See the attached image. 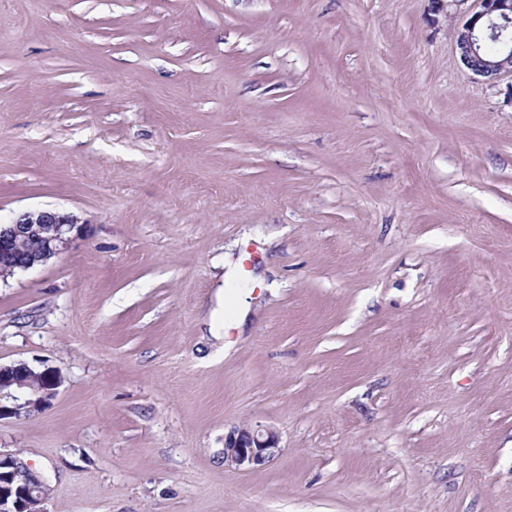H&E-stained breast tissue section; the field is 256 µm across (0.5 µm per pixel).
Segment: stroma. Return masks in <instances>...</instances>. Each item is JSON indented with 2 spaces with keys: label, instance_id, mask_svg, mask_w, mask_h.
<instances>
[{
  "label": "stroma",
  "instance_id": "stroma-1",
  "mask_svg": "<svg viewBox=\"0 0 512 512\" xmlns=\"http://www.w3.org/2000/svg\"><path fill=\"white\" fill-rule=\"evenodd\" d=\"M453 28L0 0V224L88 223L0 280V362L62 379L0 421L45 512H512V75ZM243 425L279 434L262 469L224 465Z\"/></svg>",
  "mask_w": 512,
  "mask_h": 512
}]
</instances>
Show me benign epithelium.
<instances>
[{"label":"benign epithelium","mask_w":512,"mask_h":512,"mask_svg":"<svg viewBox=\"0 0 512 512\" xmlns=\"http://www.w3.org/2000/svg\"><path fill=\"white\" fill-rule=\"evenodd\" d=\"M472 9L455 19V51L461 64L473 75L495 81L512 73V0H472ZM500 43L498 51L487 54L483 45ZM35 233L40 250L25 269L48 263L64 253L84 233L80 219L67 212L43 210L25 212L9 224H0V256L9 254L22 234ZM62 384L59 371L18 361L0 363V421L32 416L44 411ZM279 437L271 427H236L224 435V465L251 470L271 462L280 454ZM48 491L43 479L16 453L0 451V512H33L32 502Z\"/></svg>","instance_id":"benign-epithelium-1"}]
</instances>
